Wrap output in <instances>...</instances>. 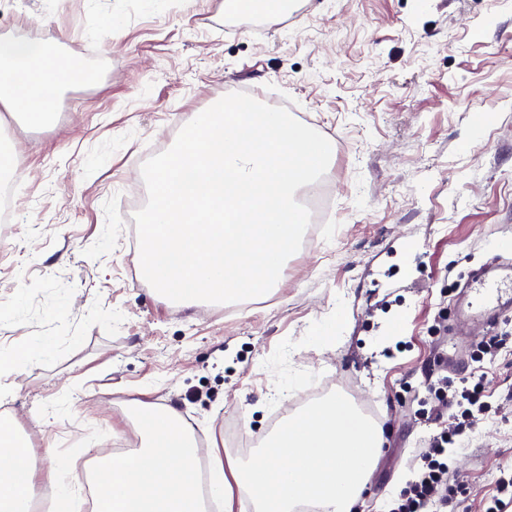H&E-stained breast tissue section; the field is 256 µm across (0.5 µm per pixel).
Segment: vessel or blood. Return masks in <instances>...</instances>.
<instances>
[{
	"label": "vessel or blood",
	"instance_id": "vessel-or-blood-1",
	"mask_svg": "<svg viewBox=\"0 0 512 512\" xmlns=\"http://www.w3.org/2000/svg\"><path fill=\"white\" fill-rule=\"evenodd\" d=\"M463 297L471 315L494 329L502 313L512 309V264L492 262L471 276Z\"/></svg>",
	"mask_w": 512,
	"mask_h": 512
}]
</instances>
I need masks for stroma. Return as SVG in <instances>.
I'll use <instances>...</instances> for the list:
<instances>
[{
    "label": "stroma",
    "mask_w": 512,
    "mask_h": 512,
    "mask_svg": "<svg viewBox=\"0 0 512 512\" xmlns=\"http://www.w3.org/2000/svg\"><path fill=\"white\" fill-rule=\"evenodd\" d=\"M0 34L39 40L92 74L45 123L0 114L21 181L0 233V351L51 345L0 374V425L28 445L36 487L58 461L140 445L132 400L172 405L227 439L263 436L298 391L372 406L384 444L357 512H388L439 433L427 375L484 373L489 410L449 447L441 512H485L512 474V341L450 305L512 244V0H0ZM232 92L290 102L332 145L333 219L267 294L175 303L144 279L121 204L141 166ZM398 330H390L392 320Z\"/></svg>",
    "instance_id": "obj_1"
}]
</instances>
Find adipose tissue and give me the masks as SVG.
Here are the masks:
<instances>
[{"mask_svg":"<svg viewBox=\"0 0 512 512\" xmlns=\"http://www.w3.org/2000/svg\"><path fill=\"white\" fill-rule=\"evenodd\" d=\"M68 63L45 44L0 36V108L31 121L54 110L53 88ZM142 437L129 455L98 452L96 512H205L212 496L231 507L247 490L258 512H292L310 503L322 512H353L374 469L383 427L336 399L290 416L249 464L224 460L218 446L200 448L193 428L174 407L134 402ZM33 473L23 445L0 433V512H30Z\"/></svg>","mask_w":512,"mask_h":512,"instance_id":"1","label":"adipose tissue"}]
</instances>
